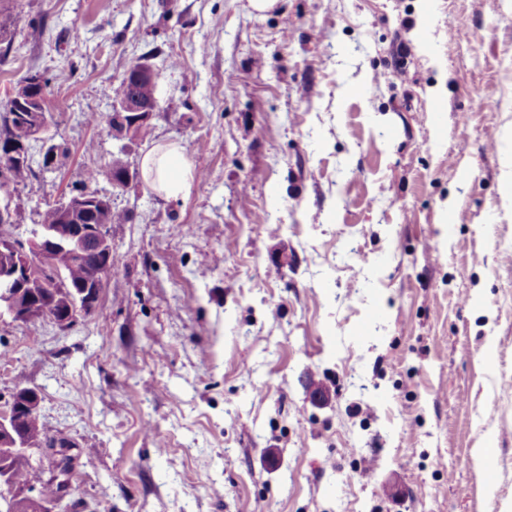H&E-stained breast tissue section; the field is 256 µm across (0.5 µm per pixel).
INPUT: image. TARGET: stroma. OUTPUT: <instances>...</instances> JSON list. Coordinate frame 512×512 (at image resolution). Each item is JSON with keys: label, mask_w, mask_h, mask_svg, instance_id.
Segmentation results:
<instances>
[{"label": "stroma", "mask_w": 512, "mask_h": 512, "mask_svg": "<svg viewBox=\"0 0 512 512\" xmlns=\"http://www.w3.org/2000/svg\"><path fill=\"white\" fill-rule=\"evenodd\" d=\"M0 4V104L49 81L14 237L131 173L96 184L129 215L105 316L0 319V392L72 447L61 512H512V0ZM140 56L159 112L123 143ZM168 144L175 198L142 169ZM141 63V59H125L120 64V69L122 75L135 71L133 75L125 76L126 84L131 80L147 81L130 87V93L151 102H144L135 97H122L112 106V132L115 136L129 140L141 137L149 128L156 112L159 111L158 100L153 101L157 99L158 73L149 63L139 68ZM180 148L169 145L145 156L143 171L148 185L169 197H177L188 189V173L180 166Z\"/></svg>", "instance_id": "stroma-1"}]
</instances>
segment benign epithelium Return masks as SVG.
Returning <instances> with one entry per match:
<instances>
[{
    "label": "benign epithelium",
    "mask_w": 512,
    "mask_h": 512,
    "mask_svg": "<svg viewBox=\"0 0 512 512\" xmlns=\"http://www.w3.org/2000/svg\"><path fill=\"white\" fill-rule=\"evenodd\" d=\"M158 82V73L149 63L126 75L125 82ZM40 78L32 75L24 81L9 98L10 106L31 101ZM159 111L155 101L144 102L135 97H122L112 106V132L118 137L134 140L149 128ZM45 105L31 108L27 112L6 114L10 134L0 139V151L17 166L28 165L27 143L41 139L46 128ZM110 205L105 196L96 191L83 190L59 199L61 220L53 228L34 235L21 246L13 239H0V316L7 315L13 321L27 324L43 319L39 296H51L63 305L62 311L51 317L60 329L74 325L80 314L91 315L99 308L104 279L112 271V243L106 225L77 223V216L89 201ZM100 253L101 261L89 285L81 291L67 288L65 281L51 265V256L64 251L80 260L89 251ZM40 394L34 387L16 388L0 395V446L16 448L26 454L29 448H44L52 458L48 479H29L17 484L12 478L10 463L13 455L0 457V486L9 491L6 497L8 512H55L60 501L67 495L68 483L62 479L64 459L70 457L69 448H49L39 433L31 431L26 422L38 414ZM54 483L56 496L48 500L42 489L46 482Z\"/></svg>",
    "instance_id": "7a95c632"
}]
</instances>
